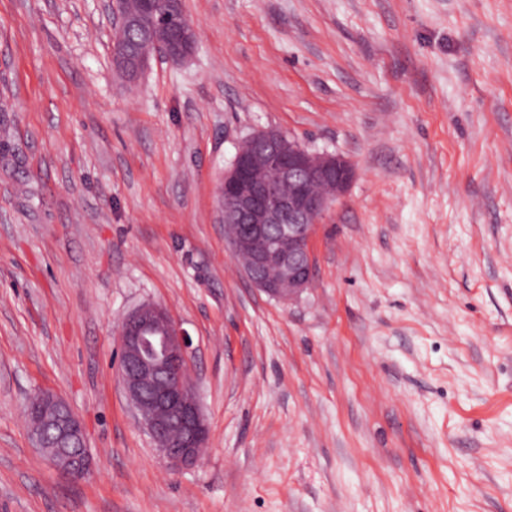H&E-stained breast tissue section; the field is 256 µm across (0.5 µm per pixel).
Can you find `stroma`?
Segmentation results:
<instances>
[{
	"label": "stroma",
	"instance_id": "35a3bbf8",
	"mask_svg": "<svg viewBox=\"0 0 512 512\" xmlns=\"http://www.w3.org/2000/svg\"><path fill=\"white\" fill-rule=\"evenodd\" d=\"M183 5L194 56L129 85L98 0H0V512H512V0ZM267 128L357 169L290 302L217 222ZM146 302L209 431L178 470L117 376ZM42 390L91 475L33 448Z\"/></svg>",
	"mask_w": 512,
	"mask_h": 512
}]
</instances>
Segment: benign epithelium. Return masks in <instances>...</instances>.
Masks as SVG:
<instances>
[{
    "instance_id": "obj_1",
    "label": "benign epithelium",
    "mask_w": 512,
    "mask_h": 512,
    "mask_svg": "<svg viewBox=\"0 0 512 512\" xmlns=\"http://www.w3.org/2000/svg\"><path fill=\"white\" fill-rule=\"evenodd\" d=\"M112 16V63L135 84L161 57L183 63L194 55L195 31L183 0H104ZM170 26L162 40L140 42L130 32L143 19ZM356 177L339 153L316 152L277 129L257 130L238 146L219 188V210L233 253L247 259L243 271L270 297L290 300L313 281L310 241L316 224L344 196ZM118 380L159 454L175 468L190 466L207 447L208 427L197 392L187 380L189 333L163 307L144 303L127 313L118 331ZM26 419L34 445L67 476L93 471L83 425L50 391L36 395Z\"/></svg>"
}]
</instances>
